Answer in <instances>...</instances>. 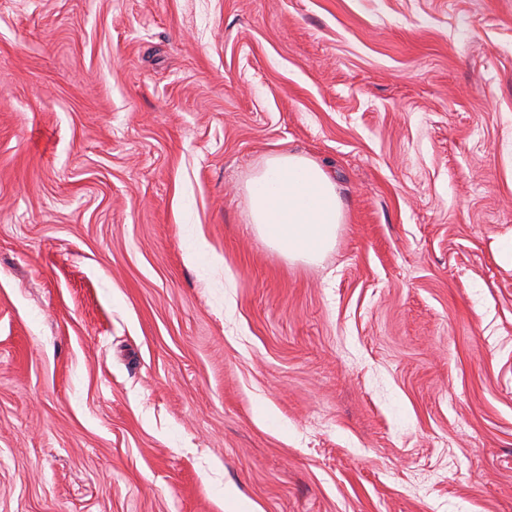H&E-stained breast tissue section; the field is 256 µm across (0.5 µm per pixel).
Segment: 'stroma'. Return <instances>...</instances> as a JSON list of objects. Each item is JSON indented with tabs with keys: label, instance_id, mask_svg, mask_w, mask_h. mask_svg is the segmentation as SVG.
<instances>
[{
	"label": "stroma",
	"instance_id": "35a3bbf8",
	"mask_svg": "<svg viewBox=\"0 0 512 512\" xmlns=\"http://www.w3.org/2000/svg\"><path fill=\"white\" fill-rule=\"evenodd\" d=\"M510 236L512 0H0V512H512ZM246 188L250 224L283 256L314 263L333 247L344 205L320 163L281 151L265 159Z\"/></svg>",
	"mask_w": 512,
	"mask_h": 512
}]
</instances>
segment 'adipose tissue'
Segmentation results:
<instances>
[{"label":"adipose tissue","mask_w":512,"mask_h":512,"mask_svg":"<svg viewBox=\"0 0 512 512\" xmlns=\"http://www.w3.org/2000/svg\"><path fill=\"white\" fill-rule=\"evenodd\" d=\"M247 196L250 222L288 259L313 263L333 247L344 205L317 161L288 151L273 154L248 180Z\"/></svg>","instance_id":"ef3b65f1"}]
</instances>
